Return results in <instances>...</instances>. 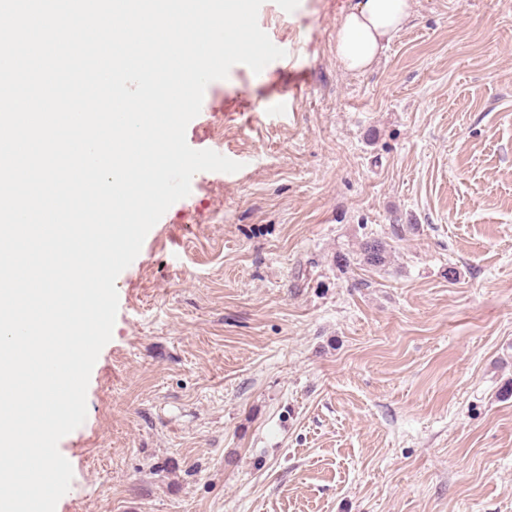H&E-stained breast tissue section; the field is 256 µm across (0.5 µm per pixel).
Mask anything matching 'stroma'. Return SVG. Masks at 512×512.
I'll return each mask as SVG.
<instances>
[{
  "instance_id": "35a3bbf8",
  "label": "stroma",
  "mask_w": 512,
  "mask_h": 512,
  "mask_svg": "<svg viewBox=\"0 0 512 512\" xmlns=\"http://www.w3.org/2000/svg\"><path fill=\"white\" fill-rule=\"evenodd\" d=\"M353 2L264 0L287 59L207 86L241 168L118 276L56 512H512V0H413L362 75ZM355 255L360 264L374 269H383L391 263V254L387 245L376 238L360 242Z\"/></svg>"
}]
</instances>
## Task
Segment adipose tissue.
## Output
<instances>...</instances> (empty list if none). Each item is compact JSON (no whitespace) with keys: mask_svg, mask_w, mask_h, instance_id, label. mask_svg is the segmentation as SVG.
I'll use <instances>...</instances> for the list:
<instances>
[{"mask_svg":"<svg viewBox=\"0 0 512 512\" xmlns=\"http://www.w3.org/2000/svg\"><path fill=\"white\" fill-rule=\"evenodd\" d=\"M412 15V0H356L336 32V57L353 73L371 68Z\"/></svg>","mask_w":512,"mask_h":512,"instance_id":"obj_1","label":"adipose tissue"}]
</instances>
